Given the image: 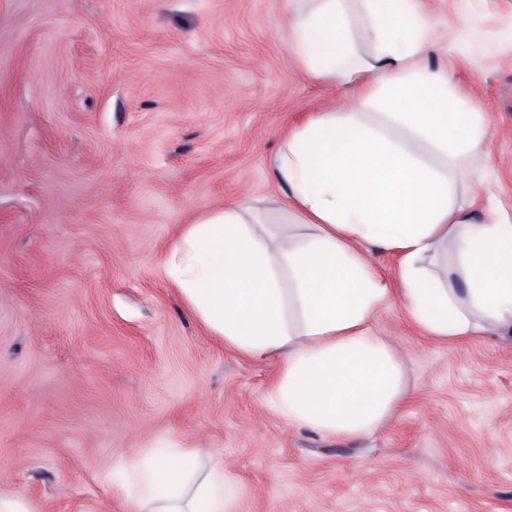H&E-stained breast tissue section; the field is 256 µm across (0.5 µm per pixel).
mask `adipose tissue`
<instances>
[{"label":"adipose tissue","mask_w":512,"mask_h":512,"mask_svg":"<svg viewBox=\"0 0 512 512\" xmlns=\"http://www.w3.org/2000/svg\"><path fill=\"white\" fill-rule=\"evenodd\" d=\"M301 66L348 88L341 111L287 132L273 160L290 211L268 224L241 204L187 225L164 269L226 347L279 360L267 402L288 425L357 438L404 393L405 353L374 331L399 304L426 336L512 328V218L476 208L465 177L488 124L433 53L466 37L419 0H291ZM396 256L387 283L370 259ZM128 466V512H235L237 478L213 449L157 447Z\"/></svg>","instance_id":"1"}]
</instances>
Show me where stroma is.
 Wrapping results in <instances>:
<instances>
[{
	"instance_id": "stroma-1",
	"label": "stroma",
	"mask_w": 512,
	"mask_h": 512,
	"mask_svg": "<svg viewBox=\"0 0 512 512\" xmlns=\"http://www.w3.org/2000/svg\"><path fill=\"white\" fill-rule=\"evenodd\" d=\"M464 18L454 81L485 113L470 191L512 215V0H421ZM288 0H0V493L33 512H126L104 480L159 441L213 448L235 512H512V331L448 343L399 305L407 391L373 435L269 407L278 361L207 333L163 273L178 232L287 199L282 131L347 100L280 29Z\"/></svg>"
}]
</instances>
